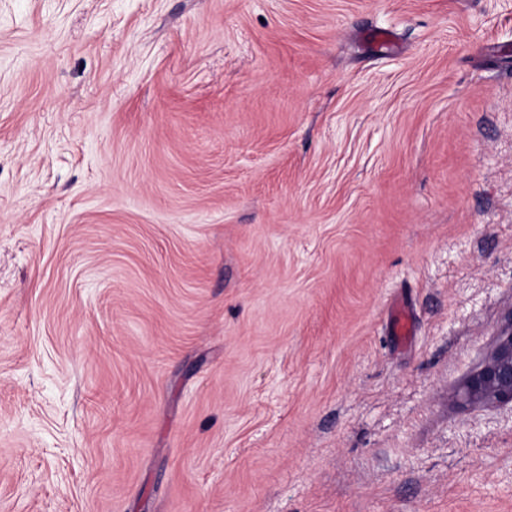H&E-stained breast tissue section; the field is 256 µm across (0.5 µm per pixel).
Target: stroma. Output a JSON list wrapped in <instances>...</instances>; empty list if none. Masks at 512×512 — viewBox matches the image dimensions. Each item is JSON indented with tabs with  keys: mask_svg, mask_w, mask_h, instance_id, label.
<instances>
[{
	"mask_svg": "<svg viewBox=\"0 0 512 512\" xmlns=\"http://www.w3.org/2000/svg\"><path fill=\"white\" fill-rule=\"evenodd\" d=\"M511 316L512 0H0V512H512ZM462 394L470 402L512 405V316L500 328L493 351L464 384Z\"/></svg>",
	"mask_w": 512,
	"mask_h": 512,
	"instance_id": "obj_1",
	"label": "stroma"
}]
</instances>
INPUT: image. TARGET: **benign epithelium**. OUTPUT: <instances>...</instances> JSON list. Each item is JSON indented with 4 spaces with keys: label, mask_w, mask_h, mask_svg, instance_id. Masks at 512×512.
<instances>
[{
    "label": "benign epithelium",
    "mask_w": 512,
    "mask_h": 512,
    "mask_svg": "<svg viewBox=\"0 0 512 512\" xmlns=\"http://www.w3.org/2000/svg\"><path fill=\"white\" fill-rule=\"evenodd\" d=\"M470 402L512 404V316L503 325L493 351L463 386Z\"/></svg>",
    "instance_id": "benign-epithelium-1"
}]
</instances>
